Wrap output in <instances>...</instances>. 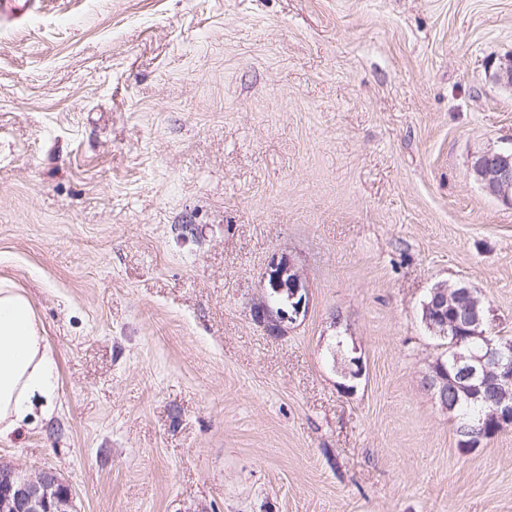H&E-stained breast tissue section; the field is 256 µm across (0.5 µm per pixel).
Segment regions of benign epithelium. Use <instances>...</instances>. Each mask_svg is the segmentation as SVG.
<instances>
[{"label": "benign epithelium", "instance_id": "benign-epithelium-1", "mask_svg": "<svg viewBox=\"0 0 512 512\" xmlns=\"http://www.w3.org/2000/svg\"><path fill=\"white\" fill-rule=\"evenodd\" d=\"M481 188L504 201L512 199V153L488 152L471 165ZM266 297L253 309L256 320L272 332L296 323L307 310V287L299 269L284 256H273L263 275ZM288 294V304H271L270 297ZM423 322L440 338H452L451 355L437 357L428 376L430 387L443 408L453 411L466 399L495 394L492 423L502 430L512 426V344L490 338L486 305L470 288L461 284H437L422 305ZM483 340V347L463 352L460 344L468 337ZM0 512H71V494L50 472L34 476L6 468L0 470Z\"/></svg>", "mask_w": 512, "mask_h": 512}]
</instances>
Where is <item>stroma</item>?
Segmentation results:
<instances>
[{
	"instance_id": "35a3bbf8",
	"label": "stroma",
	"mask_w": 512,
	"mask_h": 512,
	"mask_svg": "<svg viewBox=\"0 0 512 512\" xmlns=\"http://www.w3.org/2000/svg\"><path fill=\"white\" fill-rule=\"evenodd\" d=\"M512 0H42L0 23V281L57 364L0 464L73 512H512L426 384L434 285L512 336ZM309 285L273 336L272 256ZM361 356V379L339 363ZM481 188L504 201L512 199V153L488 152L478 156L471 165Z\"/></svg>"
}]
</instances>
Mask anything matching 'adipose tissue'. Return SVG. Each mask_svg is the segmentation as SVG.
Instances as JSON below:
<instances>
[{
	"mask_svg": "<svg viewBox=\"0 0 512 512\" xmlns=\"http://www.w3.org/2000/svg\"><path fill=\"white\" fill-rule=\"evenodd\" d=\"M56 363L30 299L0 284V438L30 416L36 403L52 407Z\"/></svg>",
	"mask_w": 512,
	"mask_h": 512,
	"instance_id": "1",
	"label": "adipose tissue"
}]
</instances>
